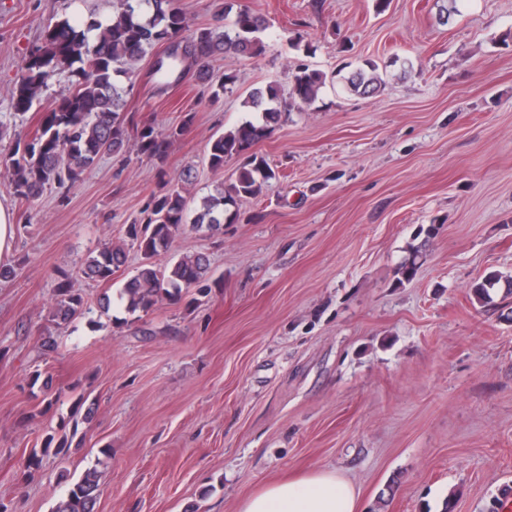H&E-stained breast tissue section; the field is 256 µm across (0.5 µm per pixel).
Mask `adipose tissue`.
<instances>
[{"label": "adipose tissue", "instance_id": "obj_1", "mask_svg": "<svg viewBox=\"0 0 512 512\" xmlns=\"http://www.w3.org/2000/svg\"><path fill=\"white\" fill-rule=\"evenodd\" d=\"M353 488L333 473L319 472L265 485L247 496L240 512H356Z\"/></svg>", "mask_w": 512, "mask_h": 512}]
</instances>
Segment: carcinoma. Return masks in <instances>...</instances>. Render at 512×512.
Segmentation results:
<instances>
[{"label":"carcinoma","mask_w":512,"mask_h":512,"mask_svg":"<svg viewBox=\"0 0 512 512\" xmlns=\"http://www.w3.org/2000/svg\"><path fill=\"white\" fill-rule=\"evenodd\" d=\"M220 17L233 16L225 27H201L184 37L186 18L176 0H112V15L98 18L64 16L49 24L42 42L35 46L22 74L14 85L11 108L16 115L35 109L40 91L56 74L66 72L71 78L68 94L38 109L39 119L34 136L21 144L5 160L12 171L14 194L26 202L40 197L45 190L72 186L103 155L118 156L133 140L138 152L163 165L172 139L194 120L184 114L180 127L162 134L149 123L135 119L124 99L127 90L121 77L137 62L170 43L174 51L154 71L156 87L163 91L185 74L194 71L202 85V95L211 102L224 94L234 76L210 83L204 64L218 53L256 56L263 50L261 34L265 20L247 8L234 9L232 0H224ZM378 66L367 61L344 78L352 91L360 95L374 93L381 84ZM326 75L302 64L293 76L289 98L300 104L312 103ZM261 111V123L246 121L235 129L215 135L209 142L207 158L214 170L224 169L233 156H248L229 188H219L201 198L193 209L178 188L154 193L144 205L141 216L127 225L125 233L140 251L142 261L136 273L117 292V301L129 315L147 312L159 301L181 300L194 288L203 293L209 272V261L202 254L183 255L161 267L157 258L167 252L174 239L186 227L196 231L218 233L226 224L237 220V201L255 197L262 186L277 179L276 171L263 159L250 154L253 145L265 136L282 114L279 87L271 82L255 89L248 101ZM423 260L421 248L412 249L396 268L397 281L411 280ZM127 261L121 246L104 245L90 253L83 273L96 281L109 283ZM502 275L490 272L476 283L472 292L478 302L492 300L490 290L500 283ZM57 301L50 313L51 321L60 325L92 313L84 307L83 297L76 293L67 275L57 285ZM99 496L96 470H88L68 490L54 512H95Z\"/></svg>","instance_id":"cac0c4a2"}]
</instances>
